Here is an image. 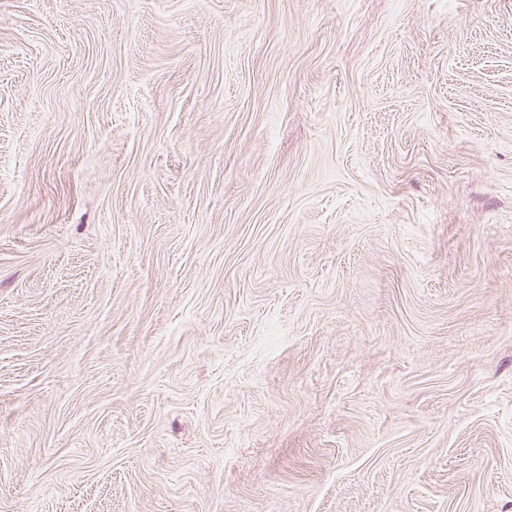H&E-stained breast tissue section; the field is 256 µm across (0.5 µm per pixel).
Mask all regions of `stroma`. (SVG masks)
Wrapping results in <instances>:
<instances>
[{"mask_svg": "<svg viewBox=\"0 0 512 512\" xmlns=\"http://www.w3.org/2000/svg\"><path fill=\"white\" fill-rule=\"evenodd\" d=\"M0 512H512V0H0Z\"/></svg>", "mask_w": 512, "mask_h": 512, "instance_id": "stroma-1", "label": "stroma"}]
</instances>
